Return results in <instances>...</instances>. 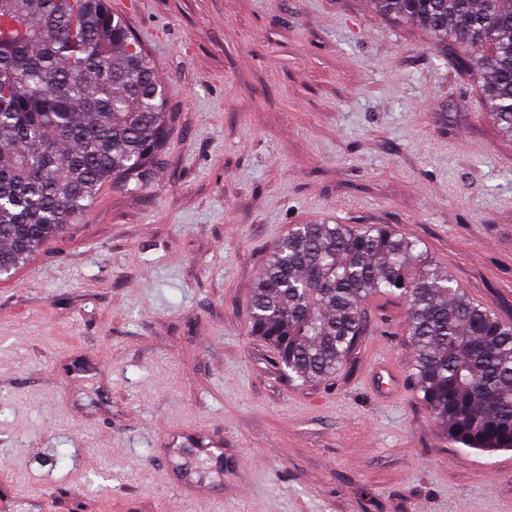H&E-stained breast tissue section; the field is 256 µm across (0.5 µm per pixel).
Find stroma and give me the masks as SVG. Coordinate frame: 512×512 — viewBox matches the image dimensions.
<instances>
[{"mask_svg":"<svg viewBox=\"0 0 512 512\" xmlns=\"http://www.w3.org/2000/svg\"><path fill=\"white\" fill-rule=\"evenodd\" d=\"M107 5L154 63L168 137L0 276V512H512V450L432 420L401 304L374 298L351 365L313 382L250 334L300 224L419 240L512 326V139L459 41L372 0Z\"/></svg>","mask_w":512,"mask_h":512,"instance_id":"35a3bbf8","label":"stroma"}]
</instances>
